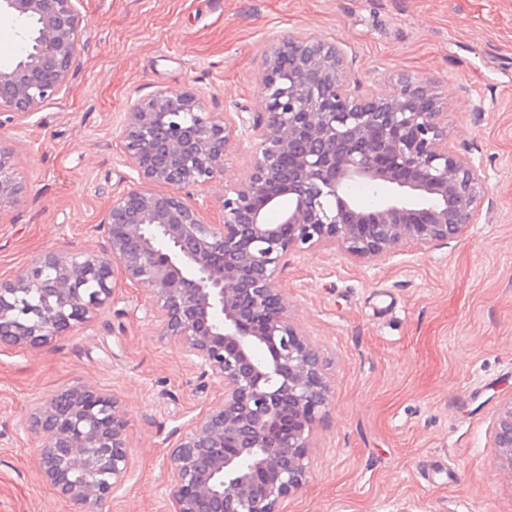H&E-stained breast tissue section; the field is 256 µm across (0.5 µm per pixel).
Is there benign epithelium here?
<instances>
[{"mask_svg":"<svg viewBox=\"0 0 512 512\" xmlns=\"http://www.w3.org/2000/svg\"><path fill=\"white\" fill-rule=\"evenodd\" d=\"M0 13L37 22L35 35H23L35 47L0 68V117L10 122L66 86L82 19L74 0H0ZM261 98L254 162L224 186L220 223L205 221L181 189L224 175L247 120L207 112L189 91L160 90L125 113L123 150L137 180L112 196L96 226L99 248L48 252L0 279L1 345L37 348L88 323L122 281L148 292L161 335L221 388L176 432L170 512H281L307 482L333 385L278 288L288 254L333 248L374 262L403 243L429 251L477 223L488 197L483 166L448 149V113L431 81L402 74L387 95H359L346 84L338 45L286 36L267 52ZM355 184L376 190L372 206L352 196ZM22 193L12 152L0 144V214ZM284 200L280 221L269 223L267 212ZM26 429L42 477L81 512H98L127 482L128 423L96 386L60 391ZM493 438L512 469V399Z\"/></svg>","mask_w":512,"mask_h":512,"instance_id":"1","label":"benign epithelium"}]
</instances>
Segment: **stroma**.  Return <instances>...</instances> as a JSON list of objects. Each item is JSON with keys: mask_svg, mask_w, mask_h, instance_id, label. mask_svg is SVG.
<instances>
[{"mask_svg": "<svg viewBox=\"0 0 512 512\" xmlns=\"http://www.w3.org/2000/svg\"><path fill=\"white\" fill-rule=\"evenodd\" d=\"M81 50L63 91L0 130L25 185L0 214V278L56 250L97 247L133 172L120 126L160 89L210 112H258L265 55L284 33L337 42L352 90L433 80L448 146L482 159L489 195L463 237L402 245L361 262L315 248L288 257L279 286L319 343L333 401L311 470L284 512H512V470L492 421L512 397V0H77ZM240 136L224 175L189 187L219 223L224 187L248 172ZM141 288L119 284L93 320L37 349L0 348V512H78L37 470L27 414L80 382L108 390L128 421L131 476L99 512H169L176 429L218 397L161 336Z\"/></svg>", "mask_w": 512, "mask_h": 512, "instance_id": "stroma-1", "label": "stroma"}]
</instances>
